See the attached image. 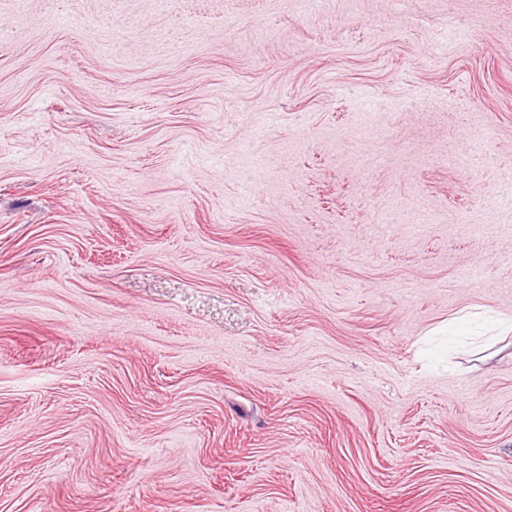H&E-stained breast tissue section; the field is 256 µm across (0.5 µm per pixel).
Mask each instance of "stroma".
I'll list each match as a JSON object with an SVG mask.
<instances>
[{"label":"stroma","instance_id":"1","mask_svg":"<svg viewBox=\"0 0 512 512\" xmlns=\"http://www.w3.org/2000/svg\"><path fill=\"white\" fill-rule=\"evenodd\" d=\"M512 0H0V512H512Z\"/></svg>","mask_w":512,"mask_h":512}]
</instances>
